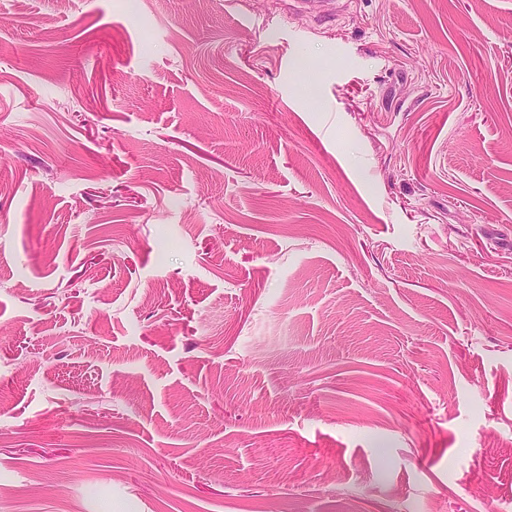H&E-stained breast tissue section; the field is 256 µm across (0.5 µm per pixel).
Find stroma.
Here are the masks:
<instances>
[{
    "label": "stroma",
    "mask_w": 512,
    "mask_h": 512,
    "mask_svg": "<svg viewBox=\"0 0 512 512\" xmlns=\"http://www.w3.org/2000/svg\"><path fill=\"white\" fill-rule=\"evenodd\" d=\"M0 0V512H512V0Z\"/></svg>",
    "instance_id": "1"
}]
</instances>
